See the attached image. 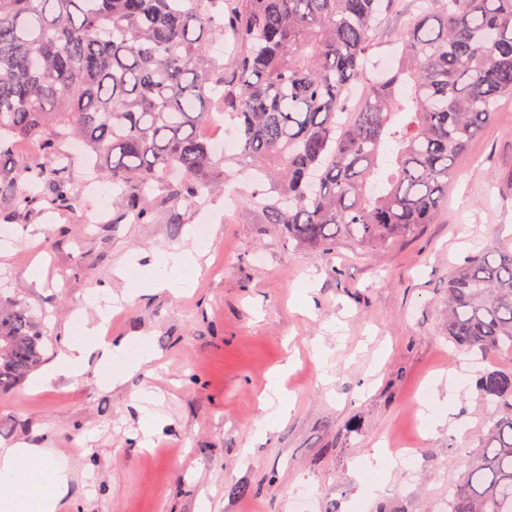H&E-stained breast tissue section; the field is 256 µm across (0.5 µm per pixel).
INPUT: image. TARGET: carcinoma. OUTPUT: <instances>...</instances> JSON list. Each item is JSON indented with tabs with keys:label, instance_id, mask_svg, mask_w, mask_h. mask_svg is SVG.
I'll return each mask as SVG.
<instances>
[{
	"label": "carcinoma",
	"instance_id": "1",
	"mask_svg": "<svg viewBox=\"0 0 512 512\" xmlns=\"http://www.w3.org/2000/svg\"><path fill=\"white\" fill-rule=\"evenodd\" d=\"M381 2L0 0V195L17 214L79 207L64 175L76 140L133 224L152 223L157 191L191 207L252 170L261 184L246 202L288 241L387 248L432 223L455 157L512 96V0H419L397 66L373 80L363 64ZM227 31L229 77L211 55ZM218 86L232 157L205 134ZM25 141L38 155L20 165ZM44 339L31 308L0 291V391L42 366ZM448 342L482 359L512 351V249L448 272ZM477 389L490 426L448 485V512H512V369H484Z\"/></svg>",
	"mask_w": 512,
	"mask_h": 512
}]
</instances>
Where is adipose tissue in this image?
I'll use <instances>...</instances> for the list:
<instances>
[{
  "mask_svg": "<svg viewBox=\"0 0 512 512\" xmlns=\"http://www.w3.org/2000/svg\"><path fill=\"white\" fill-rule=\"evenodd\" d=\"M204 251V246L195 241L188 248L140 266L133 295L164 289L175 293L190 287ZM98 316V321L81 322L79 340L67 344L54 363L33 380V387L45 389L59 377L78 376L91 369L101 383L116 385L155 358L149 337L105 340L106 310H99ZM70 470L69 461L54 456L48 448L31 443L0 445V512H54L68 491Z\"/></svg>",
  "mask_w": 512,
  "mask_h": 512,
  "instance_id": "ef3b65f1",
  "label": "adipose tissue"
}]
</instances>
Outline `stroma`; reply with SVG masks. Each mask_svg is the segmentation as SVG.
<instances>
[{
	"mask_svg": "<svg viewBox=\"0 0 512 512\" xmlns=\"http://www.w3.org/2000/svg\"><path fill=\"white\" fill-rule=\"evenodd\" d=\"M448 203L434 223L378 252L344 239L313 254L288 245L245 204L225 210L155 197L150 224H83L57 209L14 218L0 247V284L45 313V356L54 359L79 318L97 316V297L127 284L114 269L185 245L203 212L219 219L193 288L157 291L111 314L116 336H150L156 359L124 383L94 372L37 391H0V442L44 440L73 467L71 494L56 512H289L313 486L321 512H438L457 479L454 454H469L487 429L476 364L448 346V272L474 251L512 247V97L455 162ZM263 263H256V256ZM40 263L41 285L28 279ZM284 382L287 423L255 440L253 423L272 368ZM332 382H324L323 371ZM460 374L454 427L420 434V395ZM149 392L163 429L143 445L137 397ZM419 444L420 476L396 468L373 500L360 459L384 438ZM243 487L240 495L232 487Z\"/></svg>",
	"mask_w": 512,
	"mask_h": 512,
	"instance_id": "1",
	"label": "stroma"
}]
</instances>
